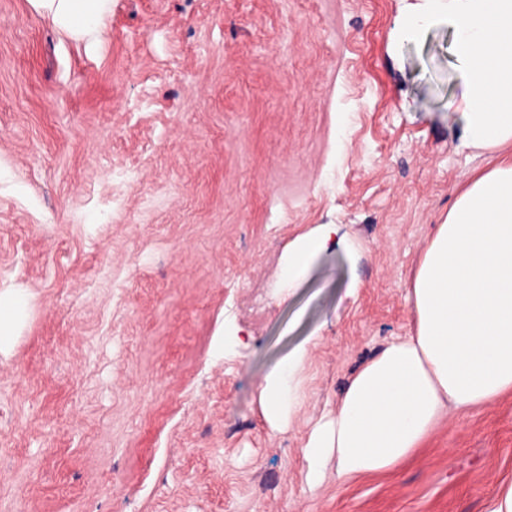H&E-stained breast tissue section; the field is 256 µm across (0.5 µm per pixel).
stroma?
<instances>
[{
  "instance_id": "1",
  "label": "stroma",
  "mask_w": 512,
  "mask_h": 512,
  "mask_svg": "<svg viewBox=\"0 0 512 512\" xmlns=\"http://www.w3.org/2000/svg\"><path fill=\"white\" fill-rule=\"evenodd\" d=\"M403 0H112L67 37L0 0V512H490L512 394L391 470L309 488L303 449L413 327L437 224L496 163L458 113L455 33ZM337 243L299 279L288 254ZM306 349L289 426L259 382ZM326 233L319 237L304 239L293 253L287 268V276L296 279L305 266L306 257L312 253L322 250L326 244ZM27 300L14 294H0V350L10 344L13 329L21 320Z\"/></svg>"
}]
</instances>
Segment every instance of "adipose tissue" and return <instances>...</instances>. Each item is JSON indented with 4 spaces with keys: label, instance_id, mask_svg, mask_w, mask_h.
Segmentation results:
<instances>
[{
    "label": "adipose tissue",
    "instance_id": "ef3b65f1",
    "mask_svg": "<svg viewBox=\"0 0 512 512\" xmlns=\"http://www.w3.org/2000/svg\"><path fill=\"white\" fill-rule=\"evenodd\" d=\"M78 38L104 21L111 0H29ZM455 32L459 106L470 141L512 143V0H413L402 18L418 32L436 18ZM415 327L348 381L334 414L304 447L310 484L328 462L348 480L399 466L448 412L512 393V158L469 183L439 225L410 291ZM305 357L285 359L258 385L270 428L287 426Z\"/></svg>",
    "mask_w": 512,
    "mask_h": 512
}]
</instances>
